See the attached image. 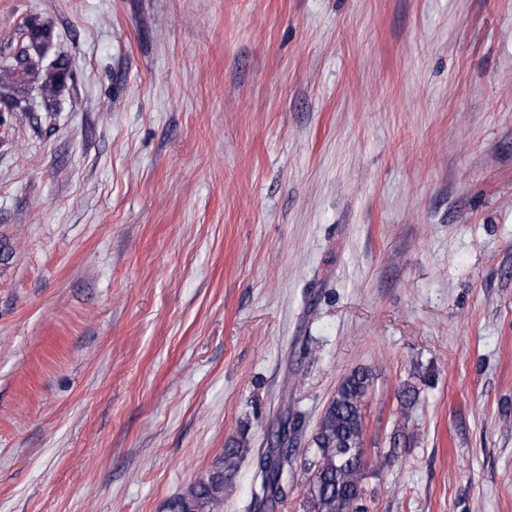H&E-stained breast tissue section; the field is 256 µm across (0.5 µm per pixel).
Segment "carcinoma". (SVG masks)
<instances>
[{
	"label": "carcinoma",
	"mask_w": 512,
	"mask_h": 512,
	"mask_svg": "<svg viewBox=\"0 0 512 512\" xmlns=\"http://www.w3.org/2000/svg\"><path fill=\"white\" fill-rule=\"evenodd\" d=\"M53 37L49 24L33 17L25 19L16 41L9 44V52L0 62V87L17 90L33 86L43 100L55 99L65 87L71 68L64 57L42 67L41 46ZM370 385L369 371L352 372L341 382L325 408L312 437L313 448L305 459L308 474L303 488L305 512H360L358 502L363 495L362 478L367 465L361 400ZM416 396L412 386L402 390L403 411L397 426L399 436L404 439L408 437L409 424L406 409L416 402ZM296 417L298 413L291 408L288 399H283L276 447L260 456L255 471L253 512H277L288 498L293 460L280 452V446L290 441ZM245 452L246 448L239 441L227 444L224 456L217 460L209 474L188 494L170 500L167 512H214L224 502L226 474L237 468Z\"/></svg>",
	"instance_id": "1"
}]
</instances>
